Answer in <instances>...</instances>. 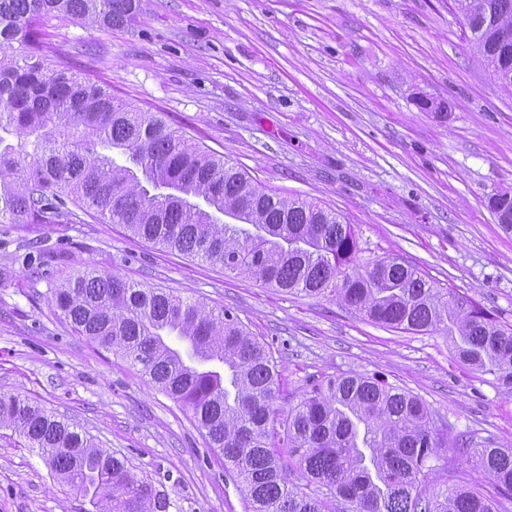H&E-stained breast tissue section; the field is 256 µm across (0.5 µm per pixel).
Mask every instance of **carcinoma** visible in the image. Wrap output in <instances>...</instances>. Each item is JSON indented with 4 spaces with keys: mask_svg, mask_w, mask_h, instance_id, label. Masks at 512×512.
<instances>
[{
    "mask_svg": "<svg viewBox=\"0 0 512 512\" xmlns=\"http://www.w3.org/2000/svg\"><path fill=\"white\" fill-rule=\"evenodd\" d=\"M452 2L491 79L512 89V0ZM135 12L136 0H0V224H75L81 211L230 274L338 301L386 328L442 331L461 363L512 396V325L398 255L363 260L337 213L267 191L161 113L50 62L45 21L110 28ZM488 206L512 231V196ZM50 293L74 333L140 367L191 414L239 485L244 512H512V447L448 438L409 391L321 376L285 409L272 355L230 310L97 270ZM1 428L95 512L172 507L127 458L34 400L0 394ZM289 467L303 482L288 479Z\"/></svg>",
    "mask_w": 512,
    "mask_h": 512,
    "instance_id": "obj_1",
    "label": "carcinoma"
}]
</instances>
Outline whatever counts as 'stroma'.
I'll use <instances>...</instances> for the list:
<instances>
[{
    "instance_id": "35a3bbf8",
    "label": "stroma",
    "mask_w": 512,
    "mask_h": 512,
    "mask_svg": "<svg viewBox=\"0 0 512 512\" xmlns=\"http://www.w3.org/2000/svg\"><path fill=\"white\" fill-rule=\"evenodd\" d=\"M42 34L56 65L165 113L267 190L339 213L364 259L402 256L512 325V231L488 207L512 195V92L474 54L452 0H139L122 27L52 20ZM36 242L49 276L23 261ZM92 267L237 314L271 352L283 400L320 374L377 377L422 398L449 436L512 447V397L444 334L224 274L117 224H0V394L126 456L176 512H243V498L189 414L59 318L51 285ZM90 509L0 429V512Z\"/></svg>"
}]
</instances>
